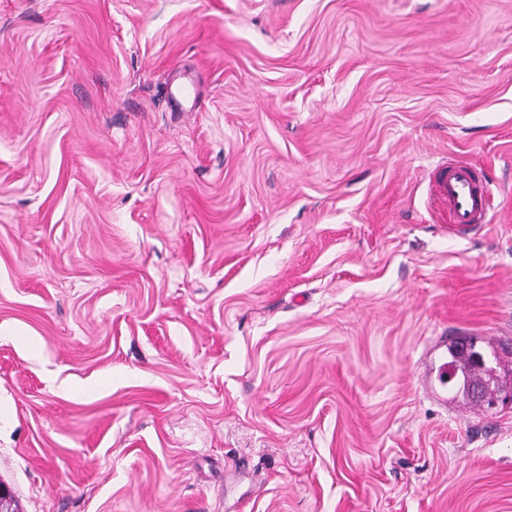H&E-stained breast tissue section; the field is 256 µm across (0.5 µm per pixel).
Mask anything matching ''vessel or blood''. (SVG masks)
Returning <instances> with one entry per match:
<instances>
[{"instance_id":"1","label":"vessel or blood","mask_w":512,"mask_h":512,"mask_svg":"<svg viewBox=\"0 0 512 512\" xmlns=\"http://www.w3.org/2000/svg\"><path fill=\"white\" fill-rule=\"evenodd\" d=\"M430 194L434 201L447 207L450 223L461 229L483 223L492 199L490 187L481 186L473 170L465 165L440 168L430 182ZM427 373L440 388H447V349L434 353Z\"/></svg>"}]
</instances>
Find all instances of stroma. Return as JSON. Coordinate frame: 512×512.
Instances as JSON below:
<instances>
[{"label": "stroma", "mask_w": 512, "mask_h": 512, "mask_svg": "<svg viewBox=\"0 0 512 512\" xmlns=\"http://www.w3.org/2000/svg\"><path fill=\"white\" fill-rule=\"evenodd\" d=\"M464 337L512 387V0H0L13 512H512ZM430 194L448 208L450 224L461 229L482 224L492 199L488 183L481 188L476 174L466 165L440 168L430 181ZM439 348L440 351L434 353L427 364V375L430 377L431 388H433L434 382L440 388L448 390V384H455L458 377V369L455 364L448 362H456L461 369H465L468 365V358L464 351L460 349L459 341L449 349L452 358L450 361H448V345L445 342H440Z\"/></svg>", "instance_id": "obj_1"}]
</instances>
